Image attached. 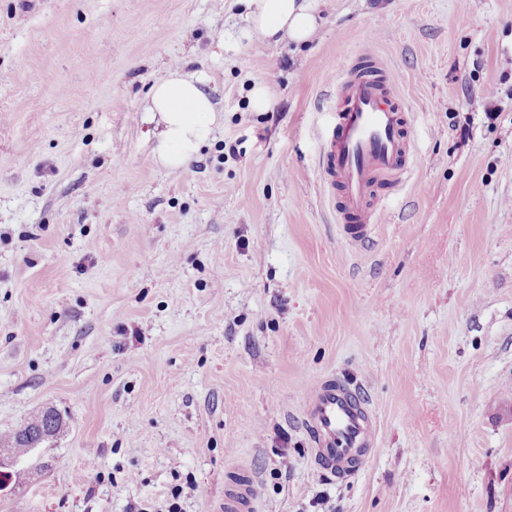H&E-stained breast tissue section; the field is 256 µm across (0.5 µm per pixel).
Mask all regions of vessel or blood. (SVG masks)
Returning <instances> with one entry per match:
<instances>
[{"instance_id":"1","label":"vessel or blood","mask_w":512,"mask_h":512,"mask_svg":"<svg viewBox=\"0 0 512 512\" xmlns=\"http://www.w3.org/2000/svg\"><path fill=\"white\" fill-rule=\"evenodd\" d=\"M396 82L375 58L351 66L336 85V125L325 145L327 183L341 196L336 217L348 243L370 237L377 193L384 182L401 185L412 153L407 118ZM307 424L320 465L342 479L356 477L375 444L370 412L357 394L332 382L312 386ZM254 503V482L232 483L224 491V512Z\"/></svg>"}]
</instances>
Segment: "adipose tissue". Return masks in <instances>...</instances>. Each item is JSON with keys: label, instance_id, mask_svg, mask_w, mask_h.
<instances>
[{"label": "adipose tissue", "instance_id": "obj_1", "mask_svg": "<svg viewBox=\"0 0 512 512\" xmlns=\"http://www.w3.org/2000/svg\"><path fill=\"white\" fill-rule=\"evenodd\" d=\"M249 30L265 37L288 36L308 41L318 26L314 0H247ZM148 114L158 115L163 125L154 153L169 169H179L198 153L215 124L221 120L210 93L200 79L170 69L149 92Z\"/></svg>", "mask_w": 512, "mask_h": 512}]
</instances>
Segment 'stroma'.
I'll return each instance as SVG.
<instances>
[{
    "mask_svg": "<svg viewBox=\"0 0 512 512\" xmlns=\"http://www.w3.org/2000/svg\"><path fill=\"white\" fill-rule=\"evenodd\" d=\"M316 7L298 44L244 0H0V432L64 421L0 512H224L240 474L255 512H512V0ZM364 55L414 165L354 248L321 154ZM177 64L223 118L173 172ZM323 379L376 420L353 479L314 459Z\"/></svg>",
    "mask_w": 512,
    "mask_h": 512,
    "instance_id": "35a3bbf8",
    "label": "stroma"
}]
</instances>
